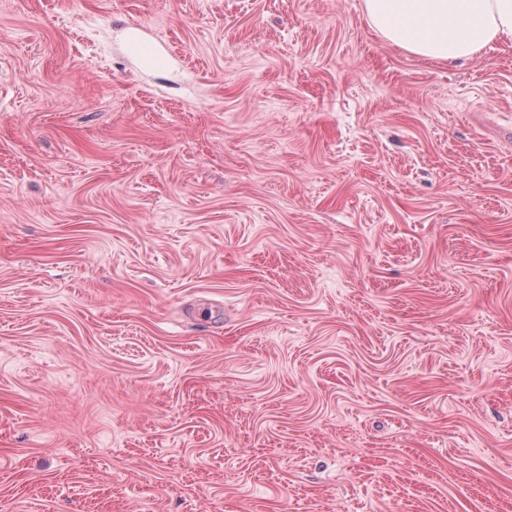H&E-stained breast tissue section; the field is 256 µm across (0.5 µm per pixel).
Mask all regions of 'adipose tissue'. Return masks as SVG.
Masks as SVG:
<instances>
[{
  "instance_id": "1",
  "label": "adipose tissue",
  "mask_w": 512,
  "mask_h": 512,
  "mask_svg": "<svg viewBox=\"0 0 512 512\" xmlns=\"http://www.w3.org/2000/svg\"><path fill=\"white\" fill-rule=\"evenodd\" d=\"M363 12L383 40L432 62L512 46V0H363Z\"/></svg>"
}]
</instances>
